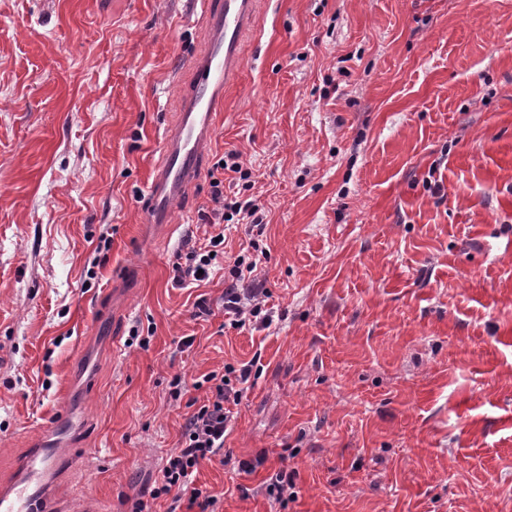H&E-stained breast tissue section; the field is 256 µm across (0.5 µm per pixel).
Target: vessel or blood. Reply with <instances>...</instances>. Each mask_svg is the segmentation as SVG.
Segmentation results:
<instances>
[{"mask_svg": "<svg viewBox=\"0 0 512 512\" xmlns=\"http://www.w3.org/2000/svg\"><path fill=\"white\" fill-rule=\"evenodd\" d=\"M210 40L191 59L193 79L182 98L177 122L167 128L148 190V221L167 224L195 185L205 148L217 133L224 93L241 75L243 50L256 16L268 0H201ZM70 432L60 426L22 459L15 479L0 484V512H63L53 492L71 458L63 450Z\"/></svg>", "mask_w": 512, "mask_h": 512, "instance_id": "vessel-or-blood-1", "label": "vessel or blood"}]
</instances>
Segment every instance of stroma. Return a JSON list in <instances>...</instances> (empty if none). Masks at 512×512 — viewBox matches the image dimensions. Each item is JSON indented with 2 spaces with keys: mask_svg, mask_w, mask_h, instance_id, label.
Listing matches in <instances>:
<instances>
[{
  "mask_svg": "<svg viewBox=\"0 0 512 512\" xmlns=\"http://www.w3.org/2000/svg\"><path fill=\"white\" fill-rule=\"evenodd\" d=\"M194 2L0 0V480L70 408L60 495L129 512L194 382L248 363L196 474L216 512H512V0H270L208 150L209 172L239 154L254 186L224 193L263 218L243 285L272 322L242 328L244 227L174 282L216 232L209 172L168 234L144 221ZM250 245L256 254L252 255L248 262L245 261V257L236 260L233 267L230 269L231 276L237 280L242 278L245 279L246 275H248L249 278L258 267V263L261 261V257L265 254L264 249L260 246L258 239H251ZM245 295L237 292L238 288H227L224 292V314L231 319V326L242 328L246 322L261 315L268 293L263 288H249ZM293 487L294 482L291 476L288 477V469L281 468L269 477L266 485V492L273 500L284 505L285 503H288V499L293 497V491L288 493V491L292 490Z\"/></svg>",
  "mask_w": 512,
  "mask_h": 512,
  "instance_id": "stroma-1",
  "label": "stroma"
}]
</instances>
